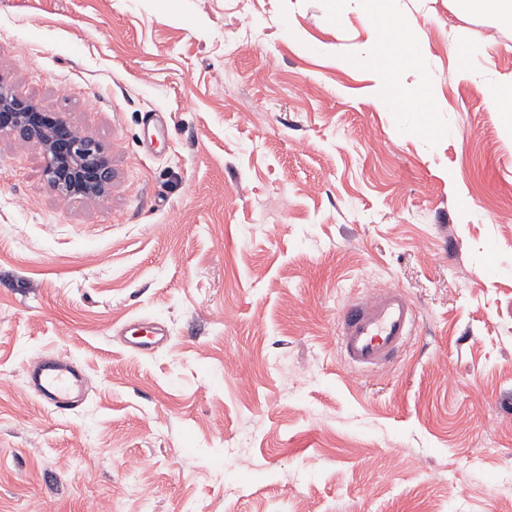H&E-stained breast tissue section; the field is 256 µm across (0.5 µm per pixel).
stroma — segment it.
<instances>
[{
    "mask_svg": "<svg viewBox=\"0 0 512 512\" xmlns=\"http://www.w3.org/2000/svg\"><path fill=\"white\" fill-rule=\"evenodd\" d=\"M397 10L432 137L353 64L376 41L358 0H0V85L112 165L67 200L0 136V512H512V114L483 93L512 80V27ZM391 287L417 334L353 373L340 313ZM132 318L167 342L130 351ZM56 352L86 375L63 415L24 377Z\"/></svg>",
    "mask_w": 512,
    "mask_h": 512,
    "instance_id": "stroma-1",
    "label": "stroma"
}]
</instances>
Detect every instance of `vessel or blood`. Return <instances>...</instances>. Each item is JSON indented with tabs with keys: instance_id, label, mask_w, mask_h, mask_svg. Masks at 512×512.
Returning <instances> with one entry per match:
<instances>
[{
	"instance_id": "obj_1",
	"label": "vessel or blood",
	"mask_w": 512,
	"mask_h": 512,
	"mask_svg": "<svg viewBox=\"0 0 512 512\" xmlns=\"http://www.w3.org/2000/svg\"><path fill=\"white\" fill-rule=\"evenodd\" d=\"M416 328V312L399 288H382L348 304L336 325L338 345L344 361L359 374L387 367L409 343ZM166 339L164 328L150 324L146 331L131 335L129 348L149 353ZM26 383L40 400L61 413L73 406V396L82 391L85 375L74 360L44 353L27 368Z\"/></svg>"
}]
</instances>
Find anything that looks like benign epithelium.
I'll list each match as a JSON object with an SVG mask.
<instances>
[{
  "mask_svg": "<svg viewBox=\"0 0 512 512\" xmlns=\"http://www.w3.org/2000/svg\"><path fill=\"white\" fill-rule=\"evenodd\" d=\"M2 134L43 149L47 181L63 196L102 195L112 185V166L97 142L75 133L60 113L44 110L0 85Z\"/></svg>",
  "mask_w": 512,
  "mask_h": 512,
  "instance_id": "benign-epithelium-1",
  "label": "benign epithelium"
}]
</instances>
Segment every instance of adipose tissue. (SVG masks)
<instances>
[{"mask_svg": "<svg viewBox=\"0 0 512 512\" xmlns=\"http://www.w3.org/2000/svg\"><path fill=\"white\" fill-rule=\"evenodd\" d=\"M396 0H362L365 18L371 28L380 36L381 43L391 45L398 50L394 63L381 62L379 55L366 54L365 64L372 67L378 90L376 103L379 108L395 110L413 106L422 112H430L434 103L426 96L417 94L406 82L411 71L423 70L426 66V54L415 35L417 23L412 19H403L396 15Z\"/></svg>", "mask_w": 512, "mask_h": 512, "instance_id": "1", "label": "adipose tissue"}]
</instances>
